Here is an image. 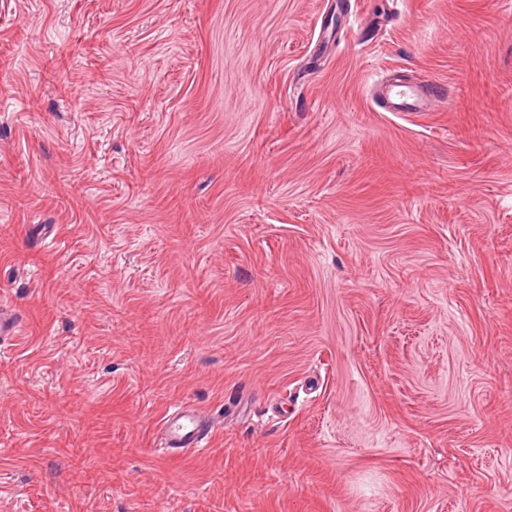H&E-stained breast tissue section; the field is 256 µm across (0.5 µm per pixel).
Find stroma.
Here are the masks:
<instances>
[{"instance_id":"35a3bbf8","label":"stroma","mask_w":512,"mask_h":512,"mask_svg":"<svg viewBox=\"0 0 512 512\" xmlns=\"http://www.w3.org/2000/svg\"><path fill=\"white\" fill-rule=\"evenodd\" d=\"M0 304V512H512V0H0ZM383 101L387 112H431L434 102L441 101L436 88L415 83L388 82L384 86ZM214 424L193 404L183 402L169 412L162 424L160 446L174 455L199 451L209 446Z\"/></svg>"}]
</instances>
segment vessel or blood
<instances>
[{
  "instance_id": "1",
  "label": "vessel or blood",
  "mask_w": 512,
  "mask_h": 512,
  "mask_svg": "<svg viewBox=\"0 0 512 512\" xmlns=\"http://www.w3.org/2000/svg\"><path fill=\"white\" fill-rule=\"evenodd\" d=\"M440 95L431 85L389 82L383 90V101L389 112H430ZM214 424L211 418L193 404L184 402L163 420L161 446L172 454L199 451L209 446Z\"/></svg>"
}]
</instances>
